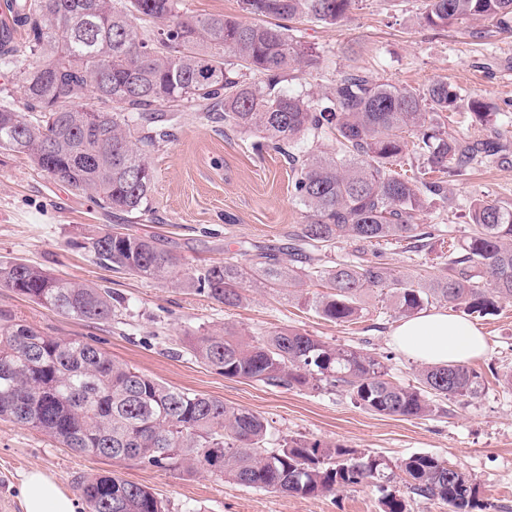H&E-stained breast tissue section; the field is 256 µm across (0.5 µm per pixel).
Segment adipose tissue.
<instances>
[{
	"mask_svg": "<svg viewBox=\"0 0 512 512\" xmlns=\"http://www.w3.org/2000/svg\"><path fill=\"white\" fill-rule=\"evenodd\" d=\"M391 338L402 353L427 364H462L486 348L485 337L475 323L445 310L424 311L402 320ZM21 495L24 512H77L76 501L40 471L25 476Z\"/></svg>",
	"mask_w": 512,
	"mask_h": 512,
	"instance_id": "obj_1",
	"label": "adipose tissue"
}]
</instances>
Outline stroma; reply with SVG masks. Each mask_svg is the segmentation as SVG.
<instances>
[{
    "mask_svg": "<svg viewBox=\"0 0 512 512\" xmlns=\"http://www.w3.org/2000/svg\"><path fill=\"white\" fill-rule=\"evenodd\" d=\"M423 6V0H357L336 25L296 20L303 43L314 48L323 64L295 77L283 75L279 90L320 104L338 73L349 69L399 86L445 81L460 97L459 135L497 133L512 144V36L476 38L468 23L444 30L421 26ZM476 95L493 106L483 125L472 123L465 112L468 97ZM171 116L169 138L150 154L154 182L142 214L101 209L87 194L35 168L26 156L0 149V260H23L109 289L120 302L114 320L89 325L0 288V312L48 335L95 344L167 386L253 411L269 422L275 442L299 436L335 441L394 463L415 453L432 454L473 479L485 512H512V388L495 378L512 370V302L478 321L487 349L470 363L484 377L477 397L446 401L440 412L403 419L369 412L338 389L286 390L224 377L196 360L183 341L186 334L227 325L257 338L289 327L375 353L388 379L412 385L420 364L391 343L399 317L384 291L364 297L357 320L332 323L302 299L306 293H321L317 280L307 282L303 293L287 296L249 283L243 304L227 307L206 294L118 272L96 259L92 237L119 225L159 236L198 271L224 261L246 266L256 253L287 247L289 235L304 223L283 155L256 150L254 133L203 119L197 108L178 107ZM484 192L512 204V153L489 159L469 180L451 184L455 217L442 221L435 212L418 213L417 223L442 228L429 250L415 255L399 243L380 244L388 267L398 274L439 273L449 243H461L468 232L471 200ZM34 470L54 477L76 499L81 480L109 471L151 488L168 500L170 512H382L383 493L372 483L317 498L286 495L221 481L203 471L179 474L78 454L41 432L0 420V512H23L21 483Z\"/></svg>",
    "mask_w": 512,
    "mask_h": 512,
    "instance_id": "1",
    "label": "stroma"
}]
</instances>
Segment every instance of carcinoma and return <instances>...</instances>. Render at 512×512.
Masks as SVG:
<instances>
[{"label": "carcinoma", "instance_id": "carcinoma-1", "mask_svg": "<svg viewBox=\"0 0 512 512\" xmlns=\"http://www.w3.org/2000/svg\"><path fill=\"white\" fill-rule=\"evenodd\" d=\"M11 21L23 35L0 37V68L23 57L14 72L28 119L0 103V149L24 154L56 181L88 194L99 207L127 214L146 210L153 182L148 161L169 137L168 114L191 104L211 117L224 106V125L258 137V148L288 156L293 196L306 222L291 237L288 261L254 257L250 268L226 262L195 275L161 239L112 228L92 238L97 259L142 279L194 288L215 302L238 307L249 272L266 288L324 282L327 292L307 300L333 323L358 318L361 297L389 290L394 313L411 318L435 303L483 317L512 301V207L481 195L471 201L469 232L449 245L443 272L398 277L382 255V241L410 252L429 246L437 227L415 223L436 200L448 202V185L507 149L494 139L460 137L443 114L458 108V94L436 81L422 90L398 87L364 71L343 72L329 87L330 105L277 89L282 74L317 70L321 59L293 29L280 24L307 18L336 25L354 0H241L242 11L264 24L223 15L184 16L178 0H10ZM71 19L70 46L60 49L51 27ZM141 17L160 23L143 36ZM483 22L512 34V0H425L419 23L444 29ZM265 77V89L241 70ZM97 123L87 122L91 110ZM332 134L340 148L323 154L313 139ZM354 246L335 260L336 244ZM0 287L49 311L86 324L117 316L111 291L59 278L28 263L0 262ZM188 349L227 378L287 390L339 388L378 415L421 418L438 402L473 398L482 377L461 364L425 365L418 385L385 378L372 353L337 347L297 329L260 338L233 326L186 337ZM0 419L35 428L82 454L135 461L164 471H207L220 480L301 497H318L363 483L385 487L394 469L410 493L437 499L451 512L481 508L466 473L429 453L396 467L332 441L284 438L270 446L269 424L259 415L204 394L174 389L142 374L97 346L60 338L0 314ZM87 512H169L150 488L113 473L80 484ZM383 512H407L399 491H388Z\"/></svg>", "mask_w": 512, "mask_h": 512}]
</instances>
